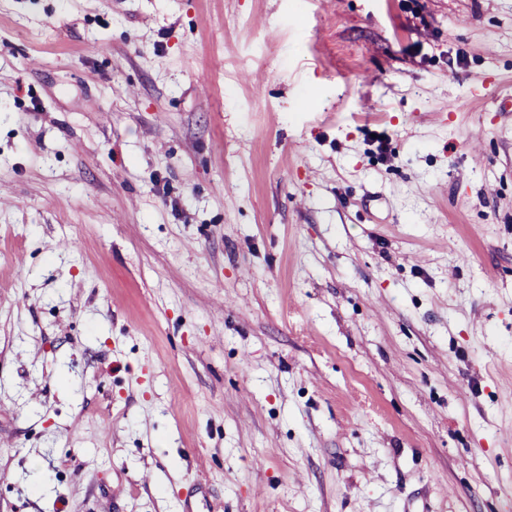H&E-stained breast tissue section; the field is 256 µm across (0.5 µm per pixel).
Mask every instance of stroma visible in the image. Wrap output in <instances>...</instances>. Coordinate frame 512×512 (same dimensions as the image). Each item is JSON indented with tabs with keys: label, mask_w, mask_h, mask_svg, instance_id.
I'll return each instance as SVG.
<instances>
[{
	"label": "stroma",
	"mask_w": 512,
	"mask_h": 512,
	"mask_svg": "<svg viewBox=\"0 0 512 512\" xmlns=\"http://www.w3.org/2000/svg\"><path fill=\"white\" fill-rule=\"evenodd\" d=\"M0 512H512V0H0Z\"/></svg>",
	"instance_id": "1"
}]
</instances>
